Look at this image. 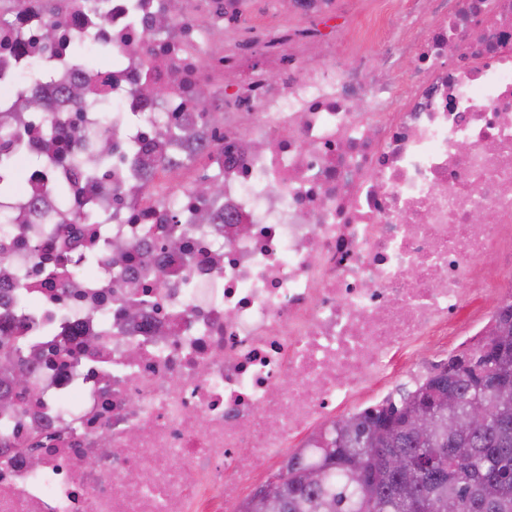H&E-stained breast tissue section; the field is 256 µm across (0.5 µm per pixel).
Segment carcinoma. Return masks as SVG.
<instances>
[{
	"instance_id": "cac0c4a2",
	"label": "carcinoma",
	"mask_w": 512,
	"mask_h": 512,
	"mask_svg": "<svg viewBox=\"0 0 512 512\" xmlns=\"http://www.w3.org/2000/svg\"><path fill=\"white\" fill-rule=\"evenodd\" d=\"M0 196L19 191L14 178L13 150L25 141L9 122L0 124ZM93 163L67 153L62 160L88 182L112 164V137L104 135L88 149ZM464 370L455 357L424 385L402 395L400 403L376 413L358 415L336 425V432L315 449V456L293 454L288 466L310 477L288 491L289 512H512V388L495 390L491 381L512 377V304L503 306L495 334L470 351ZM453 391L455 412L476 404L489 407L487 423L465 438L445 437L448 412L438 409L436 394ZM422 407L436 415L437 431L419 437L405 426L404 410ZM379 432L381 452L395 453L406 462L398 473L375 468L369 439ZM496 488L497 498L486 503L481 490Z\"/></svg>"
}]
</instances>
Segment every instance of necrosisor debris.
<instances>
[{"instance_id":"4bbe7bcc","label":"necrosis or debris","mask_w":512,"mask_h":512,"mask_svg":"<svg viewBox=\"0 0 512 512\" xmlns=\"http://www.w3.org/2000/svg\"><path fill=\"white\" fill-rule=\"evenodd\" d=\"M435 2L0 0V117L43 103L0 198L29 227L0 231V335L34 384L0 410V512H225L296 437L483 342L512 298V0ZM85 37L111 66L69 61ZM104 99L137 155L95 185L32 163L44 120L81 138Z\"/></svg>"}]
</instances>
